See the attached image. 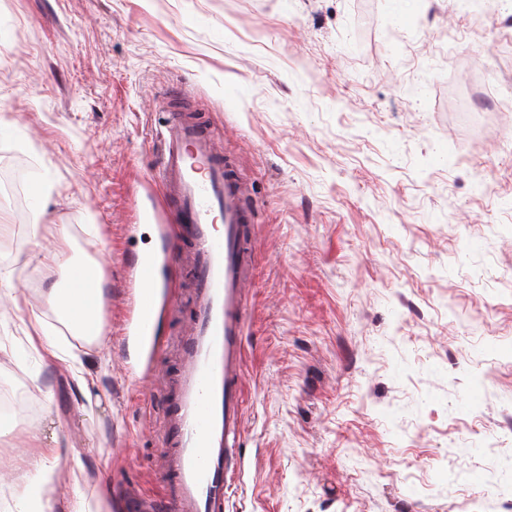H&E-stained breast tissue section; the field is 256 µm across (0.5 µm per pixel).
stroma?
I'll return each mask as SVG.
<instances>
[{
    "instance_id": "1",
    "label": "stroma",
    "mask_w": 512,
    "mask_h": 512,
    "mask_svg": "<svg viewBox=\"0 0 512 512\" xmlns=\"http://www.w3.org/2000/svg\"><path fill=\"white\" fill-rule=\"evenodd\" d=\"M389 13L388 0H0V115L14 123L0 271L40 303L61 271L39 264L33 227L67 234L70 258L101 264L104 323L86 340L43 314L80 351L82 392L0 319V388L21 393L0 475L14 449L62 440L59 501L79 489L116 512L129 491L161 497L158 394L123 343L127 261L159 244L131 213L169 210L148 183L156 133L188 113L222 133L257 219L244 474L227 512H512V23L486 36L454 0L401 27ZM186 318L163 310L155 371H174Z\"/></svg>"
}]
</instances>
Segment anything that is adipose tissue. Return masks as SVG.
<instances>
[{"label": "adipose tissue", "mask_w": 512, "mask_h": 512, "mask_svg": "<svg viewBox=\"0 0 512 512\" xmlns=\"http://www.w3.org/2000/svg\"><path fill=\"white\" fill-rule=\"evenodd\" d=\"M97 262L72 261L66 264L63 281L55 284L43 296L44 302L75 334H83L88 319L87 300L82 283L87 274H99ZM12 310L25 326V337L29 349L49 364H66L73 376L82 370L76 355L63 350L50 335L38 309L26 298L11 297ZM21 463L14 469L11 497L12 512H49L55 498L57 469L66 454L64 443H57L49 452H34L28 448L16 451Z\"/></svg>", "instance_id": "ef3b65f1"}]
</instances>
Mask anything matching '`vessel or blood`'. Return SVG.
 <instances>
[{"instance_id": "b4317fda", "label": "vessel or blood", "mask_w": 512, "mask_h": 512, "mask_svg": "<svg viewBox=\"0 0 512 512\" xmlns=\"http://www.w3.org/2000/svg\"><path fill=\"white\" fill-rule=\"evenodd\" d=\"M155 172L177 212L174 229L162 232V251L136 259L135 288L124 334L146 358L161 353L159 320L171 245L190 247L195 288L193 317L178 345L179 371L163 381L158 442L163 457V496L158 512H225L228 492L244 464V336L253 257L254 223L244 180L223 162L220 138L193 119L165 124Z\"/></svg>"}]
</instances>
